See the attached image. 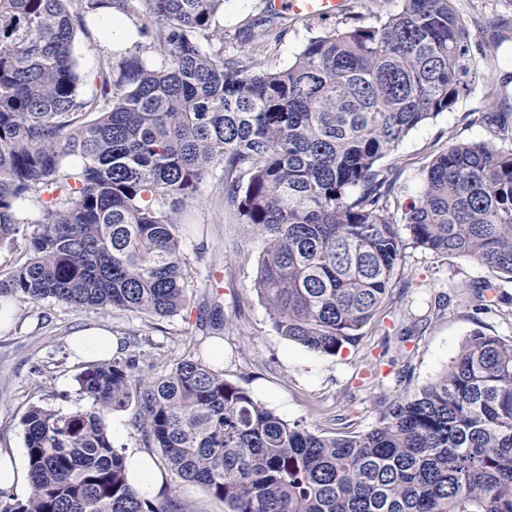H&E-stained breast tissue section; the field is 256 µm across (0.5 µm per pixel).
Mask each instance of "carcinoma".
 Returning a JSON list of instances; mask_svg holds the SVG:
<instances>
[{"instance_id": "1", "label": "carcinoma", "mask_w": 512, "mask_h": 512, "mask_svg": "<svg viewBox=\"0 0 512 512\" xmlns=\"http://www.w3.org/2000/svg\"><path fill=\"white\" fill-rule=\"evenodd\" d=\"M132 0H0V245L27 260L1 299L173 317L187 308V200L216 166L264 247L253 290L277 333L314 353L359 345L393 304L406 244L512 282V147L448 139L404 206L381 165L474 84L475 35L454 0H400L374 26L310 39L288 65L224 59V0H139L145 50L114 54L79 92L86 19ZM42 219L23 225L18 201ZM477 311L499 305L466 284ZM88 408L32 405L21 419L30 491L0 512H173L128 483L104 413L132 411L167 477L225 512H512V339L466 338L434 379L344 435L289 423L192 355L160 376L139 359L77 377Z\"/></svg>"}]
</instances>
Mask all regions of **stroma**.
I'll return each instance as SVG.
<instances>
[{
	"instance_id": "35a3bbf8",
	"label": "stroma",
	"mask_w": 512,
	"mask_h": 512,
	"mask_svg": "<svg viewBox=\"0 0 512 512\" xmlns=\"http://www.w3.org/2000/svg\"><path fill=\"white\" fill-rule=\"evenodd\" d=\"M343 12L297 17L272 14L268 0H224L219 28L225 57L257 62L265 69L288 65L314 37L357 23L377 24L399 7V0H347ZM485 55L479 58L471 94L456 109L430 119L383 160L400 174L398 196L410 203L417 195L422 166L440 152L448 138L500 146L495 126L467 124L469 112H494L512 124V0H455ZM272 18L276 33L246 39L260 18ZM111 50L96 25L77 33L74 57L83 96L95 95L91 77ZM186 219L198 231L183 243L192 260L190 305L172 318L144 319L128 311L77 309L54 301L15 300L13 321L0 329V448L26 461L21 419L33 405L69 410L79 406L77 375L86 362L75 357L69 340L85 329L105 328L119 341L118 356L137 353L141 367L168 370L199 338V355L209 359L214 343L224 346L218 364L226 380L249 389L255 399L288 421L325 431L365 432L375 426L386 398L414 391L442 372L473 330L512 338V283L500 281L507 301L479 313L461 291L462 284L489 279V272L457 256L439 257L407 249L405 274L427 283V290L408 291L366 327L360 344L323 356L278 335L268 312L252 289L262 243L241 223L235 207L224 200L222 169H215L190 201ZM205 244L204 261H195L197 244ZM439 313H432L435 302ZM415 326L409 341L397 331ZM174 499L182 512H224L222 502L201 486L165 484L156 501Z\"/></svg>"
}]
</instances>
